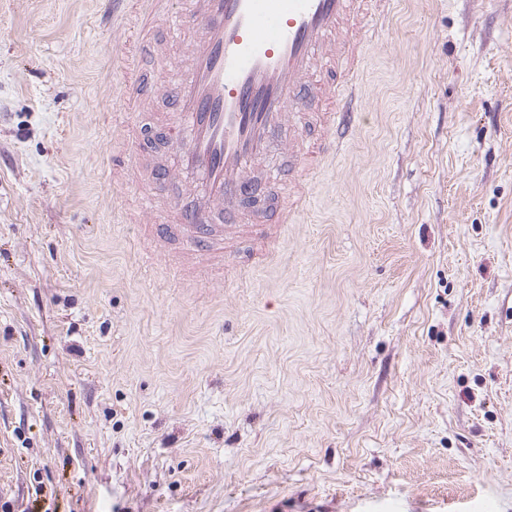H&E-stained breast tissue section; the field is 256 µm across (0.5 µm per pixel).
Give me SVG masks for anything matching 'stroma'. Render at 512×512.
<instances>
[{
    "label": "stroma",
    "mask_w": 512,
    "mask_h": 512,
    "mask_svg": "<svg viewBox=\"0 0 512 512\" xmlns=\"http://www.w3.org/2000/svg\"><path fill=\"white\" fill-rule=\"evenodd\" d=\"M111 0H0V512H512V0H396L273 260L145 255Z\"/></svg>",
    "instance_id": "1"
}]
</instances>
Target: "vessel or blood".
I'll list each match as a JSON object with an SVG mask.
<instances>
[{
	"mask_svg": "<svg viewBox=\"0 0 512 512\" xmlns=\"http://www.w3.org/2000/svg\"><path fill=\"white\" fill-rule=\"evenodd\" d=\"M145 26L161 24L173 39H188L189 64L167 72L140 71L130 79L127 106L139 111L147 91L163 93L167 118L147 113L149 136L128 144L126 181L140 185L152 144L166 146L176 172L197 184L195 196L170 198L146 187L143 198L165 223L179 228L178 260L188 275L223 269L224 230L239 241L260 220L266 236L292 223L337 138L355 119L352 84L375 21L371 0H146ZM300 127L287 144L298 167L285 198L250 215L255 162L282 120Z\"/></svg>",
	"mask_w": 512,
	"mask_h": 512,
	"instance_id": "b4317fda",
	"label": "vessel or blood"
}]
</instances>
